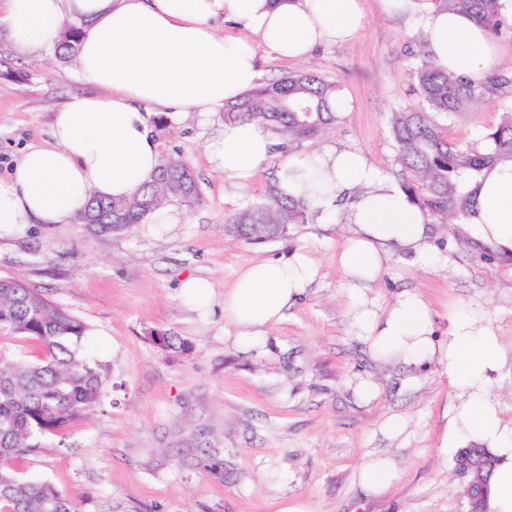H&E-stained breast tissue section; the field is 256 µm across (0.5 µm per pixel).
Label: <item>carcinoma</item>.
Listing matches in <instances>:
<instances>
[{"label":"carcinoma","mask_w":512,"mask_h":512,"mask_svg":"<svg viewBox=\"0 0 512 512\" xmlns=\"http://www.w3.org/2000/svg\"><path fill=\"white\" fill-rule=\"evenodd\" d=\"M439 9L462 12L491 35L512 31L498 12L497 0H432ZM85 35L82 26L65 28L56 56L72 62ZM424 103L416 110L391 114L390 136L401 188L428 224L466 239L488 261H512L474 239L466 222L478 206L480 183L496 166L512 161V112L481 136L480 145H460L448 138V117L472 100L504 94L512 87L507 72L471 83L424 57L412 70ZM335 83L307 70L289 72L260 83L224 106V121L260 120L277 127L290 142L316 137L338 120L332 107ZM198 186L187 166L175 158L160 161L154 179L124 200L91 195L79 223L100 232L119 233L177 201L191 205ZM314 218L304 199L283 195L277 181L266 186L263 199L225 219V231L245 242L276 241ZM87 327L67 309L49 301L20 279L0 280V336L37 344L32 361L0 359V512H75L69 495L46 481L25 479L17 463L39 452L38 437L56 434L87 418L105 394L107 371L80 353ZM466 461L483 477L494 459L483 448H463L456 460Z\"/></svg>","instance_id":"1"}]
</instances>
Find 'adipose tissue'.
Instances as JSON below:
<instances>
[{"instance_id": "obj_1", "label": "adipose tissue", "mask_w": 512, "mask_h": 512, "mask_svg": "<svg viewBox=\"0 0 512 512\" xmlns=\"http://www.w3.org/2000/svg\"><path fill=\"white\" fill-rule=\"evenodd\" d=\"M363 0H0V28L21 55L54 48L70 24H86L81 77L98 86L56 112L48 140L29 146L0 176V234L29 224H74L90 193L132 196L160 163L149 126L153 111H215L254 87L262 56L301 61L362 30ZM393 15L418 17L429 57L461 78L477 80L498 65L487 30L468 15L431 0H382ZM210 164L237 187L278 158V186L305 199L324 223L353 231L336 255L346 277L351 320L378 361L416 370L436 366L457 397L443 426L442 448H485L495 459L484 512H512V422L489 387L507 365L489 323L459 313L448 337L435 334L434 313L416 289L379 307L373 286L392 256L432 271L445 259L438 233L387 172L360 151L326 145L291 150L260 121L224 123L206 146ZM469 220L472 235L512 254V164L484 179ZM317 268L299 249L242 268L221 312L244 347H264L268 331L304 294Z\"/></svg>"}]
</instances>
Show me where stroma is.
<instances>
[{
  "mask_svg": "<svg viewBox=\"0 0 512 512\" xmlns=\"http://www.w3.org/2000/svg\"><path fill=\"white\" fill-rule=\"evenodd\" d=\"M366 21L350 43L317 50L301 67L335 82L348 107L335 125L299 143L354 147L396 173L392 112L415 108L411 69L424 54L422 26L396 18L381 0H364ZM0 176L21 152L47 139L52 115L92 84L53 51L16 54L0 37ZM265 60L262 80L300 67ZM512 110V93L484 97L448 121L451 138L471 144L479 130ZM223 111L188 112L156 128L160 154L183 161L199 191L190 206L169 204L175 224H137L95 233L81 224H34L0 236V279L20 277L88 328L82 353L110 368L109 394L87 418L44 440L22 461L25 478L70 495L78 512H465L454 455L439 447L444 415L457 400L436 367L410 373L371 359L354 335L336 252L351 232L344 222H309L285 238L242 242L225 218L260 201L278 163L248 187L225 183L205 155ZM308 251L317 274L300 302L268 334L263 350L237 344L219 310L241 267L293 249ZM443 268L418 272L392 259L376 288L389 305L418 289L434 310L438 336L448 316H483L512 357V265L488 264L458 239L442 249ZM208 278L216 311L188 307L179 284ZM162 331L182 346L164 350ZM380 387L366 403L359 379ZM406 417L396 437L382 433L390 414ZM371 455L392 458L401 478L379 496L356 473Z\"/></svg>",
  "mask_w": 512,
  "mask_h": 512,
  "instance_id": "35a3bbf8",
  "label": "stroma"
}]
</instances>
